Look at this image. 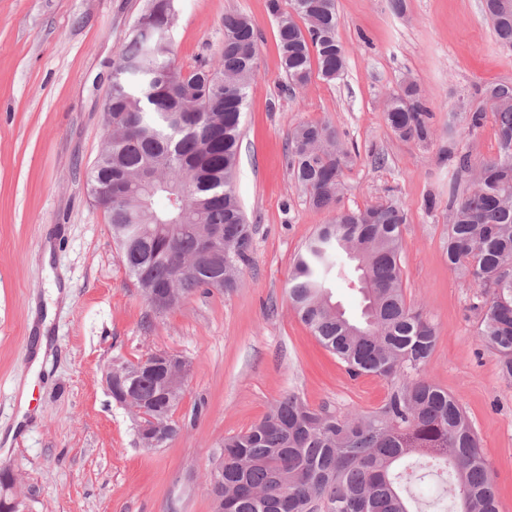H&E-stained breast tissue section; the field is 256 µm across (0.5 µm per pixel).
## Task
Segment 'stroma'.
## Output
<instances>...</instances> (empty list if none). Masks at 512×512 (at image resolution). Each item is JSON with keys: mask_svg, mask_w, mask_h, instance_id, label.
Instances as JSON below:
<instances>
[{"mask_svg": "<svg viewBox=\"0 0 512 512\" xmlns=\"http://www.w3.org/2000/svg\"><path fill=\"white\" fill-rule=\"evenodd\" d=\"M147 4L0 0V468L16 475L24 512H213L207 476L225 437L283 395L341 414L385 403L389 381L350 378L288 302L296 255L331 218L289 173L288 136L303 121L330 122L354 155L339 208L395 200L405 209L403 293L438 336L422 374L467 411L499 510L512 512V380L479 341L478 288L444 254L449 153L476 163L497 152L493 120L469 130L457 103L482 105L476 86L512 84V50L496 42L483 0H403L399 11L394 0H336L345 70L292 95L269 0H177L173 47L184 69L217 59L225 14L248 16L258 33L236 174L254 233L238 288L201 289L160 314L128 276L87 180L108 135L112 61ZM410 83L432 113L426 142L399 138L385 121V98ZM55 284L66 296L34 378L36 310ZM155 351L183 355L192 370L173 414L178 435L145 449L103 374Z\"/></svg>", "mask_w": 512, "mask_h": 512, "instance_id": "obj_1", "label": "stroma"}]
</instances>
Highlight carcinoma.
I'll use <instances>...</instances> for the list:
<instances>
[{"label":"carcinoma","mask_w":512,"mask_h":512,"mask_svg":"<svg viewBox=\"0 0 512 512\" xmlns=\"http://www.w3.org/2000/svg\"><path fill=\"white\" fill-rule=\"evenodd\" d=\"M277 18L284 89L293 94L318 75L332 82L345 67L337 37L336 0H279ZM497 42L512 48V0H485ZM175 0H149L112 62L106 110L112 135L88 173L90 188L105 182L104 208L122 263L145 296L163 288L168 308L201 288L236 287L250 260L253 228L236 192L240 128L257 68L258 35L242 14L224 15L218 62L190 71L176 63L171 31ZM497 126L498 150L471 176L470 158L456 162L448 194L449 266L481 290L480 342L500 357L512 379V84L478 89ZM483 108L461 112L481 127ZM395 134L427 141L431 113L417 85L386 104ZM289 171L309 204L334 213L305 244L288 282V302L321 345L353 378L373 374L392 383L379 411L346 417L310 408L296 393L276 401L247 431L224 439L222 471L211 479L215 500L228 512H412L397 466L421 454L451 471L456 512H499L494 480L481 441L462 405L420 371L437 341L432 321L407 304L402 289V226L395 203L358 211L337 209L344 169L352 162L329 122H304L288 139ZM224 227L213 266L197 268L200 243ZM358 289L363 306L351 317L332 301L331 284ZM159 370L128 374L114 365L121 406L143 410L160 433L159 446L177 434L172 419L181 394L179 372L189 361L158 360Z\"/></svg>","instance_id":"obj_1"}]
</instances>
